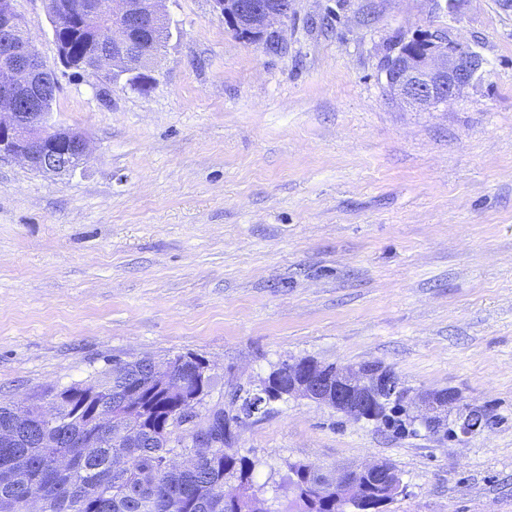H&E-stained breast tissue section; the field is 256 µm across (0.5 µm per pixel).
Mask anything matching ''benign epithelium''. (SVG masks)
I'll return each mask as SVG.
<instances>
[{
	"label": "benign epithelium",
	"instance_id": "benign-epithelium-1",
	"mask_svg": "<svg viewBox=\"0 0 512 512\" xmlns=\"http://www.w3.org/2000/svg\"><path fill=\"white\" fill-rule=\"evenodd\" d=\"M160 0H83L75 20L90 22L102 10L109 9L122 23L104 33L92 52L97 79L104 80L119 71L128 59L148 50L135 39V29L150 18L160 23L166 18L158 9ZM213 10L233 31L247 29L254 43L261 46L267 35H278L275 25L288 19L289 0H211ZM22 27L14 0L0 7V32L14 36L8 42L11 61L0 69V159L17 158L39 172L70 173L73 160L88 153L85 137L73 130L49 124V114L40 111L46 88H31L34 79L46 72L41 58L26 37L15 38ZM485 61L472 48L445 35H429L424 46L415 49L406 40L389 53L384 62L391 99L421 111H432L459 98L482 75ZM288 377L286 396L304 398L357 420L374 418V403L381 396H396L402 387L395 376L380 367L344 365L336 373L324 372V366L309 362L294 363ZM175 372L173 362L152 368V383L167 385ZM428 411L423 422L437 425L448 410H455L456 434L469 438L488 424L486 414L461 404L454 391L429 393L420 398ZM393 496L404 490L396 470L385 462H372L351 474L343 471L333 480L336 488V512H350L356 503L367 502L372 485Z\"/></svg>",
	"mask_w": 512,
	"mask_h": 512
}]
</instances>
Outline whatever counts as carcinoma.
Returning a JSON list of instances; mask_svg holds the SVG:
<instances>
[{
    "label": "carcinoma",
    "instance_id": "carcinoma-1",
    "mask_svg": "<svg viewBox=\"0 0 512 512\" xmlns=\"http://www.w3.org/2000/svg\"><path fill=\"white\" fill-rule=\"evenodd\" d=\"M112 26L108 11L89 24L54 26L58 52L70 67L89 71L91 48ZM149 60L128 78L142 90L151 84ZM177 382L167 388L149 384L153 359L119 362L94 372L90 383L48 391L57 402L55 422L36 415L31 399L18 402L19 416L0 406V432L23 428L24 437L0 444V512H21L19 504L39 491L28 512H274L255 481L256 462L233 451L235 438L224 436V424L240 425L255 416L248 394L237 388L229 405L210 402L213 380L197 382L199 358L178 354ZM199 407L187 405L200 390ZM126 415V429L136 442L119 436L100 419L99 409ZM377 422L401 434L417 433L416 419L403 397H387L377 405ZM193 433L220 442L191 466L170 465L175 454L197 450L184 444ZM57 453L70 456L64 468L50 466ZM312 466L288 465L292 498L282 512H336V500L309 477Z\"/></svg>",
    "mask_w": 512,
    "mask_h": 512
}]
</instances>
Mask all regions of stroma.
I'll return each instance as SVG.
<instances>
[{
	"label": "stroma",
	"instance_id": "stroma-1",
	"mask_svg": "<svg viewBox=\"0 0 512 512\" xmlns=\"http://www.w3.org/2000/svg\"><path fill=\"white\" fill-rule=\"evenodd\" d=\"M59 80L75 171L0 160V400L112 359L191 353L212 399L285 360L391 368L490 425L399 435L302 399L239 429L265 498L293 462L392 465L387 512H512V8L501 0H292L283 49L246 43L211 0H162L147 90L63 71L48 0H16ZM428 31L486 61L465 94L393 102V43Z\"/></svg>",
	"mask_w": 512,
	"mask_h": 512
}]
</instances>
